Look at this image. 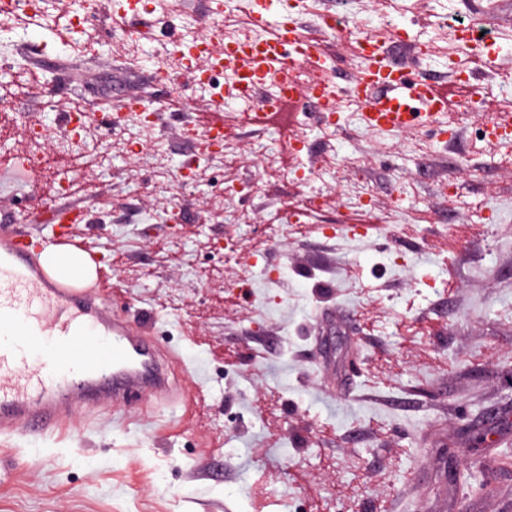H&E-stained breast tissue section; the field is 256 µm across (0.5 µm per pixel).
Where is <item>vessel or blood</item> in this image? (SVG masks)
I'll return each mask as SVG.
<instances>
[{"instance_id": "vessel-or-blood-1", "label": "vessel or blood", "mask_w": 512, "mask_h": 512, "mask_svg": "<svg viewBox=\"0 0 512 512\" xmlns=\"http://www.w3.org/2000/svg\"><path fill=\"white\" fill-rule=\"evenodd\" d=\"M251 22L279 28V40L265 51L273 61L323 69V47L299 39L297 23L275 16L270 0H259ZM452 33L470 44L475 58H493L492 41L479 38L474 24L455 26ZM365 42L358 78L340 88L330 79L317 83L309 95L322 106L338 90L366 98L367 125L379 132L435 125L448 110L445 86L391 65L373 35ZM57 222L51 235L55 246L95 259V251L73 233L69 211H61ZM105 280L100 267L86 280L61 277L43 265L24 237L0 238V434L54 429L76 410H107L140 392L168 394L159 352L113 311Z\"/></svg>"}]
</instances>
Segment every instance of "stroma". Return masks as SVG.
Instances as JSON below:
<instances>
[{
  "label": "stroma",
  "mask_w": 512,
  "mask_h": 512,
  "mask_svg": "<svg viewBox=\"0 0 512 512\" xmlns=\"http://www.w3.org/2000/svg\"><path fill=\"white\" fill-rule=\"evenodd\" d=\"M483 3L412 0L400 26L409 41L429 44L430 11L469 22L482 17ZM68 26L61 13L52 26L0 36L18 81L43 84L42 93L24 94L18 112L54 124L44 104L94 100L104 70L120 95H169L167 84L127 72L117 55L63 52L58 33ZM385 49L417 78L447 82L442 54L417 66L397 43ZM495 49V68L472 67L482 109L425 159L411 148L420 130L371 135L345 115L332 142L317 119L293 111L239 132L235 174L243 180L256 170V143L279 147L301 122L305 166L336 158L312 187L266 182L243 202L253 217L247 226L200 222L212 195L205 181L172 233L158 195L128 178L133 170L152 175V156L138 152L77 158L81 192L55 197L49 183L12 173L4 155L25 139L13 115L0 113V232L37 240L60 208L86 209L78 233L98 247L119 286L115 312L179 356L170 379L196 400L185 422L179 396H142L113 411L79 412L64 433L0 435V512H253L261 487L263 512H512V161L470 146L489 114L512 101V43ZM354 155L363 171L346 166ZM360 176L374 208L397 216L354 236L347 227L360 217L340 188ZM310 189L323 195L321 209L306 207ZM417 210L419 223L408 225ZM292 213L300 234L254 252L265 224ZM325 224L335 236L322 234ZM212 238L238 242L242 260L209 253ZM280 261L287 276L267 283L263 268ZM353 267L371 291L350 279ZM244 276L252 300L225 294V281ZM409 322L423 330L413 342L402 333ZM228 354L235 367L225 365ZM260 394L269 398L262 412L253 406ZM371 421L381 434L368 432ZM271 424L281 433L274 448L265 438Z\"/></svg>",
  "instance_id": "35a3bbf8"
}]
</instances>
